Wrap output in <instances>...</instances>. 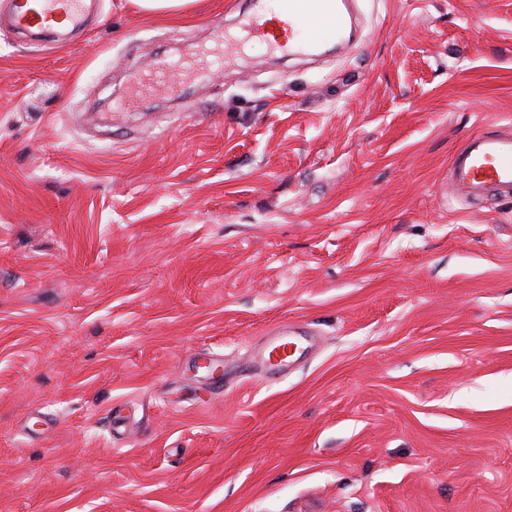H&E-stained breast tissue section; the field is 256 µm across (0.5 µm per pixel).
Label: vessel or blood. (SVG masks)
Listing matches in <instances>:
<instances>
[{
    "instance_id": "1",
    "label": "vessel or blood",
    "mask_w": 512,
    "mask_h": 512,
    "mask_svg": "<svg viewBox=\"0 0 512 512\" xmlns=\"http://www.w3.org/2000/svg\"><path fill=\"white\" fill-rule=\"evenodd\" d=\"M351 19L347 0H277L274 7L262 8L249 16L241 27L245 39H261L270 48L294 52L314 47L321 29L344 33ZM51 20H65L78 25L83 20L82 0H14L12 22L15 27L36 30ZM234 42L226 31H218L209 45L203 46L190 60L155 61L151 70L135 75L137 91L157 85L172 87L185 76L223 62L226 50ZM450 186L455 198L475 201L489 192L512 194V131L470 135L463 148L454 154L450 166ZM297 340L287 332L268 338L260 351L262 368H284L298 353Z\"/></svg>"
}]
</instances>
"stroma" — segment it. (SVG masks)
I'll use <instances>...</instances> for the list:
<instances>
[{"label": "stroma", "instance_id": "35a3bbf8", "mask_svg": "<svg viewBox=\"0 0 512 512\" xmlns=\"http://www.w3.org/2000/svg\"><path fill=\"white\" fill-rule=\"evenodd\" d=\"M249 7L0 23V512H512V196L448 184L512 129V0L133 93ZM282 324L311 357L251 372Z\"/></svg>", "mask_w": 512, "mask_h": 512}]
</instances>
